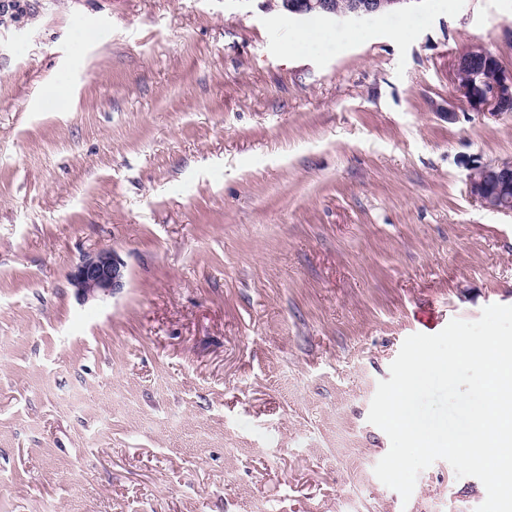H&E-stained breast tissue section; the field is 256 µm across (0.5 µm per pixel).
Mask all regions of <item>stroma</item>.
<instances>
[{"label":"stroma","mask_w":512,"mask_h":512,"mask_svg":"<svg viewBox=\"0 0 512 512\" xmlns=\"http://www.w3.org/2000/svg\"><path fill=\"white\" fill-rule=\"evenodd\" d=\"M29 4L0 24V512H475L443 460L381 483L368 413L406 337L512 305V212L467 188L512 112L453 92L471 45L512 70V0ZM94 247L123 286L83 301ZM346 6L338 11L335 0H287L286 9L294 15L338 17L361 20L388 10L400 0H346ZM393 9V8H392ZM391 9V10H392ZM391 10L384 12L390 13ZM312 13L311 15H309ZM382 13V14H384ZM316 14V15H313ZM123 262L107 248L84 252L70 273V284L83 301L110 296L123 286Z\"/></svg>","instance_id":"1"}]
</instances>
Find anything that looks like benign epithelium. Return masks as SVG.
<instances>
[{"label": "benign epithelium", "mask_w": 512, "mask_h": 512, "mask_svg": "<svg viewBox=\"0 0 512 512\" xmlns=\"http://www.w3.org/2000/svg\"><path fill=\"white\" fill-rule=\"evenodd\" d=\"M400 0H347L342 10L336 9V0H286L288 12L294 15L316 14L361 20L379 14ZM454 87L460 101L471 112L496 117L504 113L512 101V71L505 70L499 60L481 45H472L454 61ZM506 184L512 181V161L470 166L467 186L471 197L482 207L493 211H507L497 193L484 181L487 172ZM123 262L107 248H98L80 255L70 273V284L82 300L110 296L123 288Z\"/></svg>", "instance_id": "7a95c632"}]
</instances>
